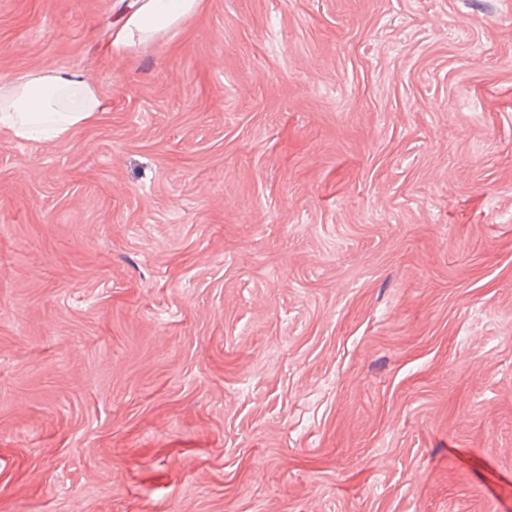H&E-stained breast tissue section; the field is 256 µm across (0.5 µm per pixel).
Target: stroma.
I'll list each match as a JSON object with an SVG mask.
<instances>
[{"instance_id": "obj_1", "label": "stroma", "mask_w": 512, "mask_h": 512, "mask_svg": "<svg viewBox=\"0 0 512 512\" xmlns=\"http://www.w3.org/2000/svg\"><path fill=\"white\" fill-rule=\"evenodd\" d=\"M0 0V512H512V0ZM203 0H140L138 8L126 19L110 43L129 46L146 42L200 13ZM104 111L96 88L77 71L28 72L0 86V132L16 139H62Z\"/></svg>"}]
</instances>
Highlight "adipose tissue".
I'll return each instance as SVG.
<instances>
[{
    "instance_id": "obj_1",
    "label": "adipose tissue",
    "mask_w": 512,
    "mask_h": 512,
    "mask_svg": "<svg viewBox=\"0 0 512 512\" xmlns=\"http://www.w3.org/2000/svg\"><path fill=\"white\" fill-rule=\"evenodd\" d=\"M202 7L203 0H140L112 44L152 39L198 15ZM104 109L96 88L77 71L39 70L0 84V132L21 140L65 138Z\"/></svg>"
}]
</instances>
